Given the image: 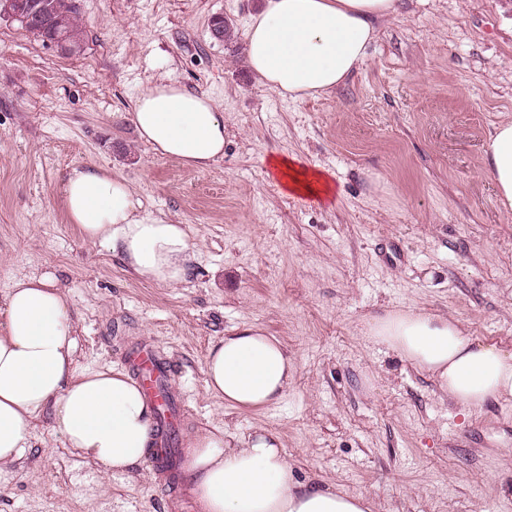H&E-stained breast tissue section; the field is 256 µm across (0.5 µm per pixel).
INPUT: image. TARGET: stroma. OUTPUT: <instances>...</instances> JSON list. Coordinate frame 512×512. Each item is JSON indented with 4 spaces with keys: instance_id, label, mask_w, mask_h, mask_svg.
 <instances>
[{
    "instance_id": "obj_1",
    "label": "stroma",
    "mask_w": 512,
    "mask_h": 512,
    "mask_svg": "<svg viewBox=\"0 0 512 512\" xmlns=\"http://www.w3.org/2000/svg\"><path fill=\"white\" fill-rule=\"evenodd\" d=\"M263 0H79L86 46L66 57L0 21V305L15 278L53 273L75 314L79 367L126 368L146 341L170 366L179 440L225 426L278 436L298 482L369 496L374 512H512V402L465 416L435 383L371 344L366 322L418 308L512 349V216L484 169L512 118V0H402L364 65L330 95L258 84L243 32ZM224 16L231 35L210 34ZM211 95L224 157L157 155L129 112L150 81ZM324 170L334 204L284 195L267 167ZM119 173L146 209L188 225L197 259L158 288L68 223L74 166ZM263 326L295 359L285 398L224 407L204 388L213 342ZM0 512H192L154 463L100 475L41 414Z\"/></svg>"
}]
</instances>
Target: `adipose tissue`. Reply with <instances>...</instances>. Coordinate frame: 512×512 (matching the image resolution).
I'll return each instance as SVG.
<instances>
[{
  "mask_svg": "<svg viewBox=\"0 0 512 512\" xmlns=\"http://www.w3.org/2000/svg\"><path fill=\"white\" fill-rule=\"evenodd\" d=\"M399 0H266L245 30L256 80L291 100L334 91L360 68L377 25ZM131 121L164 157L203 170L224 155V113L204 92L171 80L148 84ZM484 167L501 212L512 215V119L490 136ZM270 168L289 196L329 201L335 187L295 158ZM68 223L118 254L137 279L160 288L185 282L196 259L187 225L152 216L127 181L99 167L73 169L61 187ZM0 334V487L16 477L38 416L52 412L66 447L102 473L143 464L154 441V408L116 368H79L71 305L53 274L15 279ZM430 376L464 413L512 400V351L467 336L459 321L411 308L373 317L365 333ZM296 371L283 343L258 325L214 342L205 363L207 393L238 410L279 403ZM181 484L196 512H372L370 500L318 483L300 484L278 437L259 428L239 436L215 428L190 436Z\"/></svg>",
  "mask_w": 512,
  "mask_h": 512,
  "instance_id": "obj_1",
  "label": "adipose tissue"
}]
</instances>
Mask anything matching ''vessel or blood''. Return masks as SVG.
I'll return each instance as SVG.
<instances>
[{
  "mask_svg": "<svg viewBox=\"0 0 512 512\" xmlns=\"http://www.w3.org/2000/svg\"><path fill=\"white\" fill-rule=\"evenodd\" d=\"M129 367L156 411L155 444L161 449L157 464L160 474H168L171 457L167 450L175 446L177 431L168 416L174 398L164 386L167 365L153 346L142 343L131 349Z\"/></svg>",
  "mask_w": 512,
  "mask_h": 512,
  "instance_id": "vessel-or-blood-1",
  "label": "vessel or blood"
}]
</instances>
